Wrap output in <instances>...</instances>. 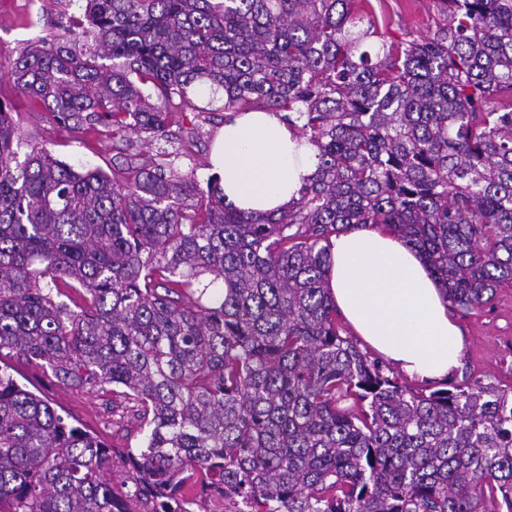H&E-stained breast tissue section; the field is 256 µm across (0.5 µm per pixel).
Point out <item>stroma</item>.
<instances>
[{"label": "stroma", "instance_id": "35a3bbf8", "mask_svg": "<svg viewBox=\"0 0 512 512\" xmlns=\"http://www.w3.org/2000/svg\"><path fill=\"white\" fill-rule=\"evenodd\" d=\"M79 9L78 0H0V94L11 100L12 116L28 143L77 170L117 173L127 154L124 142L102 127L77 131L55 122L13 85L12 71L20 52L31 41L55 33L57 24ZM364 9L384 39L395 43L434 35L447 20L443 0H366ZM184 123L194 131L193 143L188 154L174 158L173 166L206 180L213 173L210 151L224 115L190 112ZM457 318L465 347L454 383L480 379L512 385V286L498 288L490 303L458 312ZM7 364L20 385L48 398L58 413L97 432L111 447H138L141 435L135 419L129 413L111 411L108 397L62 387L45 369L22 359L11 358Z\"/></svg>", "mask_w": 512, "mask_h": 512}]
</instances>
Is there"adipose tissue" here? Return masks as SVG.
Wrapping results in <instances>:
<instances>
[{
	"instance_id": "ef3b65f1",
	"label": "adipose tissue",
	"mask_w": 512,
	"mask_h": 512,
	"mask_svg": "<svg viewBox=\"0 0 512 512\" xmlns=\"http://www.w3.org/2000/svg\"><path fill=\"white\" fill-rule=\"evenodd\" d=\"M316 149L281 113L228 116L212 154L227 201L254 215L287 209L315 171ZM337 309L361 339L408 378L436 381L460 365L461 329L421 254L373 225L332 237Z\"/></svg>"
}]
</instances>
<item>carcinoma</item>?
<instances>
[{"label":"carcinoma","mask_w":512,"mask_h":512,"mask_svg":"<svg viewBox=\"0 0 512 512\" xmlns=\"http://www.w3.org/2000/svg\"><path fill=\"white\" fill-rule=\"evenodd\" d=\"M16 89L74 129L168 140L184 113L273 110L317 147L279 214L151 160L133 179L33 147L0 99V357L135 412L115 449L0 369V512H512V387L426 392L340 335L332 236L381 224L450 305L512 283V0H446L382 47L363 0H84ZM223 291H212L215 283Z\"/></svg>","instance_id":"cac0c4a2"}]
</instances>
